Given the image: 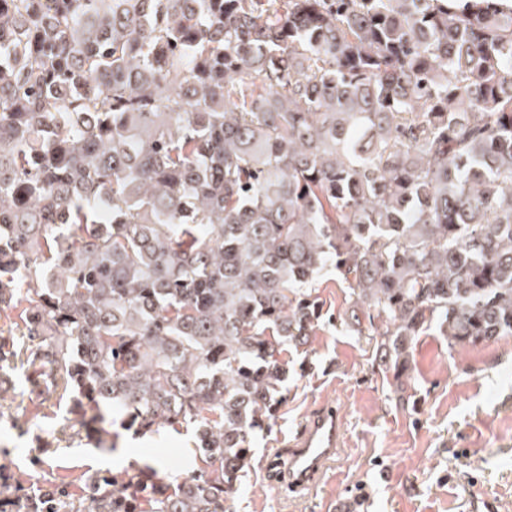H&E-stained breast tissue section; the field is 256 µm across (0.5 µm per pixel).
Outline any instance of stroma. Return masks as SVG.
Listing matches in <instances>:
<instances>
[{"instance_id": "stroma-1", "label": "stroma", "mask_w": 512, "mask_h": 512, "mask_svg": "<svg viewBox=\"0 0 512 512\" xmlns=\"http://www.w3.org/2000/svg\"><path fill=\"white\" fill-rule=\"evenodd\" d=\"M316 293L325 320L305 350L283 354L288 392L252 445L230 512H512V337L452 349L428 330L416 346L415 384L400 396L374 363L373 341L344 326L353 300L335 271ZM0 386V465L29 495L59 479L84 493L103 452L79 433L69 400L42 394L22 369ZM323 404L341 406L346 447L301 500L279 484L276 461ZM114 444V473L147 463L173 480L195 455L189 431H124Z\"/></svg>"}]
</instances>
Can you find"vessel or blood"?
Wrapping results in <instances>:
<instances>
[{
	"mask_svg": "<svg viewBox=\"0 0 512 512\" xmlns=\"http://www.w3.org/2000/svg\"><path fill=\"white\" fill-rule=\"evenodd\" d=\"M343 444L342 415L336 406L324 405L311 413L289 440L282 461L290 487L300 494L310 492L340 455Z\"/></svg>",
	"mask_w": 512,
	"mask_h": 512,
	"instance_id": "b4317fda",
	"label": "vessel or blood"
}]
</instances>
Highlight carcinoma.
<instances>
[{
  "instance_id": "cac0c4a2",
  "label": "carcinoma",
  "mask_w": 512,
  "mask_h": 512,
  "mask_svg": "<svg viewBox=\"0 0 512 512\" xmlns=\"http://www.w3.org/2000/svg\"><path fill=\"white\" fill-rule=\"evenodd\" d=\"M329 269L399 388L512 337V0H0V375L198 448L0 512H226Z\"/></svg>"
}]
</instances>
